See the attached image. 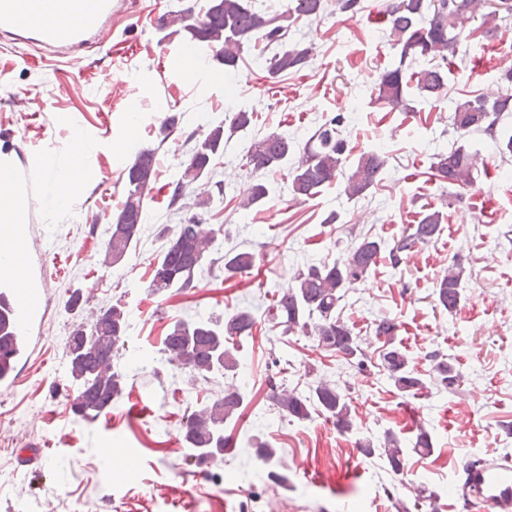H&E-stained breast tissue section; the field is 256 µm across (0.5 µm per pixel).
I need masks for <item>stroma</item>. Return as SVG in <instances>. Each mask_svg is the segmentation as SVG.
Returning <instances> with one entry per match:
<instances>
[{"instance_id": "stroma-1", "label": "stroma", "mask_w": 512, "mask_h": 512, "mask_svg": "<svg viewBox=\"0 0 512 512\" xmlns=\"http://www.w3.org/2000/svg\"><path fill=\"white\" fill-rule=\"evenodd\" d=\"M204 2L125 0L96 48L61 69L33 63L31 48L0 40V169L26 199L24 221L12 231L23 278L37 285L25 351L11 378L0 382V427L20 432L14 441L0 437V512H21L26 504L38 512H397L400 500L410 512H430L415 494L390 497L386 464L365 456L332 422L318 415L300 422L273 408L271 383L306 390L310 367L349 394L360 434L390 433L407 443L425 426L435 449L409 454L405 473L439 495L441 512H466L454 493L464 464L512 455V437L501 429L512 422V160L495 155L485 136L467 137L486 164L465 190L439 183L431 165L435 153L457 139L448 121L455 103L499 88V61L512 51V18L492 38L469 22L467 50L452 62L441 100L390 112L370 99L378 72L395 58L381 22L386 0H363L354 16L331 6L321 20L299 22L292 37L312 44L313 57L275 83L261 51H243L228 76L211 49L187 34L159 29L163 15ZM19 94L24 103L17 108L11 100ZM241 106L254 108L255 134L286 133L301 142L325 117L351 112L344 131L350 155L381 149L387 156L383 179L359 199H347L333 184L297 203L286 190V172H275L268 203L246 210L245 142L233 138L215 160L214 177L224 180V192L203 219L224 227L225 247H254L258 274L229 281L208 275L186 293H152L151 264L166 243L160 230L179 222L169 199L181 175L183 142ZM168 115L179 125L165 140L160 127ZM77 138L93 149L71 209L57 212L48 204L55 172L68 165ZM144 148L157 151V176L141 239L107 269L101 264L106 229L124 200L127 167ZM426 204L443 208L438 239L399 265L381 258L350 290L343 318L363 334L377 316L395 318L420 374L431 371L429 353L455 361L462 375L456 393L432 389L401 397L377 366L358 370L312 338L271 329L267 307L292 286L297 268L333 263L362 234L393 241ZM332 212L336 223H326ZM454 260L463 269L467 296L448 312L435 305L432 292ZM69 288L80 292L71 310ZM115 302L128 314L120 361L127 385L107 414L87 423L57 397L69 387L61 341ZM247 304L256 329L236 352L242 415L225 426L230 444L224 464L207 481L199 476L203 463L178 448V434L187 412L219 394L223 380L184 382L169 365H159L155 377L141 367L158 365L170 320ZM259 434L278 451L282 485L266 482L267 468L250 446ZM107 450L120 465L104 463Z\"/></svg>"}]
</instances>
